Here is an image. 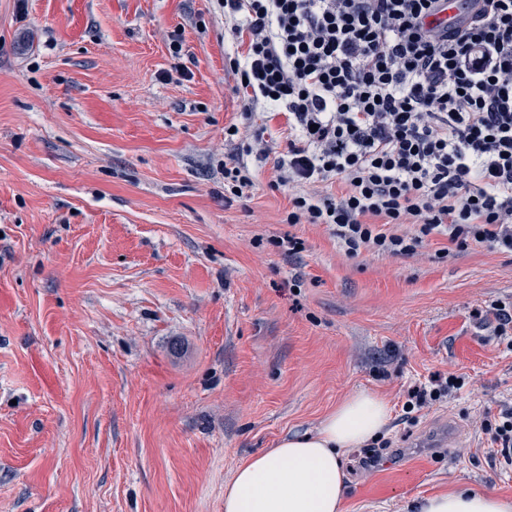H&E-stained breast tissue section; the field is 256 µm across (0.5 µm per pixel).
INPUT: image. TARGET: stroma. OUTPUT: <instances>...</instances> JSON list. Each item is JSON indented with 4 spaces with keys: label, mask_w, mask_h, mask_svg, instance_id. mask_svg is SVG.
Wrapping results in <instances>:
<instances>
[{
    "label": "stroma",
    "mask_w": 512,
    "mask_h": 512,
    "mask_svg": "<svg viewBox=\"0 0 512 512\" xmlns=\"http://www.w3.org/2000/svg\"><path fill=\"white\" fill-rule=\"evenodd\" d=\"M239 49L215 0H0V512H224L243 460L357 391L387 401L391 446L345 450L343 512L512 497L481 431L512 405L490 308L512 255L346 257L286 223L269 161L225 202ZM436 386L427 388L424 386H415L408 392V400L403 405L406 413H411L415 409L429 407L440 401L444 397H451L461 390L465 385V379L461 376L449 375L445 383L435 384Z\"/></svg>",
    "instance_id": "35a3bbf8"
}]
</instances>
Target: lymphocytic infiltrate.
Here are the masks:
<instances>
[{
  "label": "lymphocytic infiltrate",
  "mask_w": 512,
  "mask_h": 512,
  "mask_svg": "<svg viewBox=\"0 0 512 512\" xmlns=\"http://www.w3.org/2000/svg\"><path fill=\"white\" fill-rule=\"evenodd\" d=\"M248 38L229 60L241 117L285 113L224 160V199L273 159L287 223L329 227L345 256H412L433 236L447 259L480 244L512 254V0H482L459 28L443 0H216Z\"/></svg>",
  "instance_id": "lymphocytic-infiltrate-1"
}]
</instances>
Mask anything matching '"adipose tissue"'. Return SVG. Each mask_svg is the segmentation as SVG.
Returning a JSON list of instances; mask_svg holds the SVG:
<instances>
[{
	"label": "adipose tissue",
	"instance_id": "adipose-tissue-1",
	"mask_svg": "<svg viewBox=\"0 0 512 512\" xmlns=\"http://www.w3.org/2000/svg\"><path fill=\"white\" fill-rule=\"evenodd\" d=\"M387 402L367 391L345 397L313 434H294L245 460L224 485V512H343L342 452L386 424ZM415 512H512V498L458 489L424 499Z\"/></svg>",
	"mask_w": 512,
	"mask_h": 512
}]
</instances>
